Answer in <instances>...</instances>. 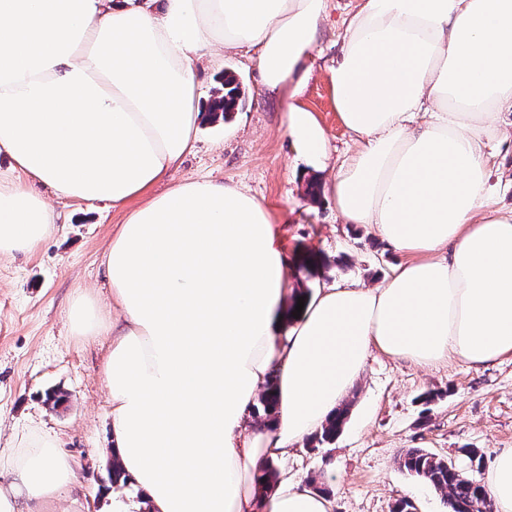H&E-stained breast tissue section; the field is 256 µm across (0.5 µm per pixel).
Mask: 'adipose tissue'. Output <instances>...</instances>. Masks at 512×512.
Here are the masks:
<instances>
[{"instance_id": "1", "label": "adipose tissue", "mask_w": 512, "mask_h": 512, "mask_svg": "<svg viewBox=\"0 0 512 512\" xmlns=\"http://www.w3.org/2000/svg\"><path fill=\"white\" fill-rule=\"evenodd\" d=\"M327 0H0V257L56 232L55 197L128 207L104 252L112 316L77 296L71 330L108 336L112 452L150 512H332L333 496L255 475L334 415L371 349L480 367L512 353V212L484 201L487 144L512 112V0H357L331 69L356 151L322 191L402 262L376 288L319 287L281 324L288 254L269 211L238 187L172 181L204 105L200 61L255 51L296 155L326 167L327 133L300 101ZM168 189L152 194V187ZM276 413L250 431L257 394ZM0 487L55 512L76 473L30 442ZM512 512V448L493 461Z\"/></svg>"}]
</instances>
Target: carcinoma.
Listing matches in <instances>:
<instances>
[{
  "label": "carcinoma",
  "mask_w": 512,
  "mask_h": 512,
  "mask_svg": "<svg viewBox=\"0 0 512 512\" xmlns=\"http://www.w3.org/2000/svg\"><path fill=\"white\" fill-rule=\"evenodd\" d=\"M239 87L231 75L224 76V94L213 98L208 113L227 114L236 109ZM349 406L343 405L317 436L320 443L329 442L342 431L348 418ZM400 466L442 492L445 512H494L489 491L479 480L465 476L452 461L424 448H407Z\"/></svg>",
  "instance_id": "carcinoma-1"
}]
</instances>
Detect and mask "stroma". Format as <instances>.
<instances>
[{
    "label": "stroma",
    "instance_id": "stroma-1",
    "mask_svg": "<svg viewBox=\"0 0 512 512\" xmlns=\"http://www.w3.org/2000/svg\"><path fill=\"white\" fill-rule=\"evenodd\" d=\"M353 5L327 0L301 97L326 130L333 167L352 147L333 102L329 69ZM227 72L240 82L243 101L226 119L203 121L177 178L224 181L267 208L285 235L289 296L335 281L381 283L401 255L370 227L341 223L325 196L307 194L308 181H324L326 171L309 167L303 181L294 180L283 112L261 90L249 54L228 51L220 68L198 69L202 97H210ZM489 167L491 203L512 210V140L495 143ZM50 204L58 215L56 235L35 253L0 258V448L34 433L56 438L77 474L57 512H114L119 503L127 512H146L131 486L108 481L109 403L100 367L109 341L73 335L67 317L78 293L106 301L103 253L127 211L105 202L54 198ZM53 391L65 394L62 407L47 405ZM345 401L350 414L334 441L316 446L304 440L280 463L304 483L335 487L333 512H393L403 497L416 512H444L441 493L401 468L404 449L424 448L457 462L463 449H477L485 482L494 457L512 448V355L479 368L456 359L423 367L374 349Z\"/></svg>",
    "mask_w": 512,
    "mask_h": 512
}]
</instances>
